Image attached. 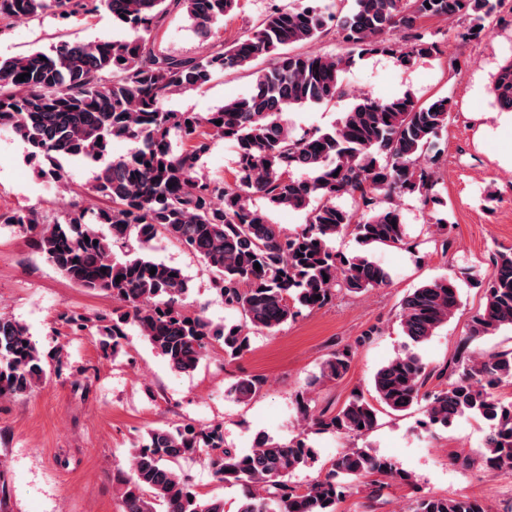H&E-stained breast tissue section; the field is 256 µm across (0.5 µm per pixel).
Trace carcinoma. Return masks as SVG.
Returning <instances> with one entry per match:
<instances>
[{
  "instance_id": "carcinoma-1",
  "label": "carcinoma",
  "mask_w": 512,
  "mask_h": 512,
  "mask_svg": "<svg viewBox=\"0 0 512 512\" xmlns=\"http://www.w3.org/2000/svg\"><path fill=\"white\" fill-rule=\"evenodd\" d=\"M503 3L337 0L336 33L346 53L322 56L296 51L328 33L313 0L271 7L227 46L219 24L238 0H0V31L14 20L46 12L86 18L107 11L129 32L124 40H60L46 50L0 60V130L27 143L31 158L49 162L43 174L52 179L61 178L64 161H98L115 140L137 144L131 155L110 160L96 175L93 192L103 206L76 204L51 222L34 210H16L0 213V223L15 225L70 282L117 303L112 314L93 320L103 352L117 353L131 324L175 371H195L215 342L225 361H235L250 350L253 334L274 332L304 310L325 307L336 288L361 293L390 281L389 272L368 255L346 258L330 243L345 233L363 246L405 243L393 197L411 195L424 206L435 201L437 172L430 153L448 124L451 105L446 97L420 104L408 96L379 100L363 95L332 130L300 138L282 122V114L341 99L346 67L356 55L386 49L387 33H402L403 63L440 58L445 50L430 37L426 22L466 21L464 36L472 39ZM172 5L216 42L195 57L168 53L160 29ZM259 58L269 60L270 67L256 71L248 94L225 101L217 111L163 109L171 95L200 88L214 75ZM23 73L25 80H18ZM491 94L500 110L512 112V61L495 75ZM175 139L181 143L177 153ZM217 140L236 148L231 183L198 174ZM295 170L310 177L295 179ZM345 195L354 200L349 209L336 204ZM260 200L307 211L306 224L286 233L271 222ZM159 235L204 262L213 289L238 315L236 323L214 329L200 313L186 309L181 270L143 254ZM475 285L483 289L485 303L467 325L465 346L512 327V248L494 252L487 277ZM458 306V288L449 279L409 291L399 313L409 344L374 374L376 402L354 394L337 410H314L313 399L301 394L296 405L302 420L319 431L360 438L377 427L379 408L403 412L423 402L432 425L446 427L464 414L484 421L488 432L479 452L484 470L512 469V400L497 393L512 384V347L462 354L444 387L422 391L434 372L415 349L436 335ZM61 321L80 331L93 322L67 314ZM377 333L371 328L329 353L317 380L342 379L354 349ZM47 365L27 328L0 316V397L29 394L47 378ZM264 384L259 376H245L233 391L237 400L249 401ZM201 455L219 481L243 489L237 512H337L352 480L379 474L411 481L392 459L354 447L301 488L291 477L313 459L303 439L281 443L261 437L240 454L224 446L220 428L184 423L152 429L133 446L129 473L119 488L121 512H224V500L199 498L177 470L181 460ZM410 512L487 509L476 497L422 496Z\"/></svg>"
}]
</instances>
